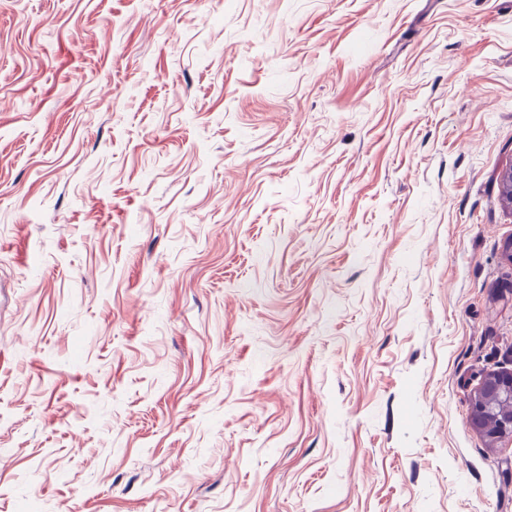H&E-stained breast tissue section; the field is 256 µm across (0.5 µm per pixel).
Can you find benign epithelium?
Instances as JSON below:
<instances>
[{
	"instance_id": "7a95c632",
	"label": "benign epithelium",
	"mask_w": 512,
	"mask_h": 512,
	"mask_svg": "<svg viewBox=\"0 0 512 512\" xmlns=\"http://www.w3.org/2000/svg\"><path fill=\"white\" fill-rule=\"evenodd\" d=\"M468 424L493 445L512 439V371L483 375L471 396Z\"/></svg>"
}]
</instances>
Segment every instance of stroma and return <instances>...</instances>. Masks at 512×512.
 <instances>
[{
	"label": "stroma",
	"instance_id": "1",
	"mask_svg": "<svg viewBox=\"0 0 512 512\" xmlns=\"http://www.w3.org/2000/svg\"><path fill=\"white\" fill-rule=\"evenodd\" d=\"M512 0H0V512H512ZM468 424L492 445L512 439V371L483 375L471 396Z\"/></svg>",
	"mask_w": 512,
	"mask_h": 512
}]
</instances>
